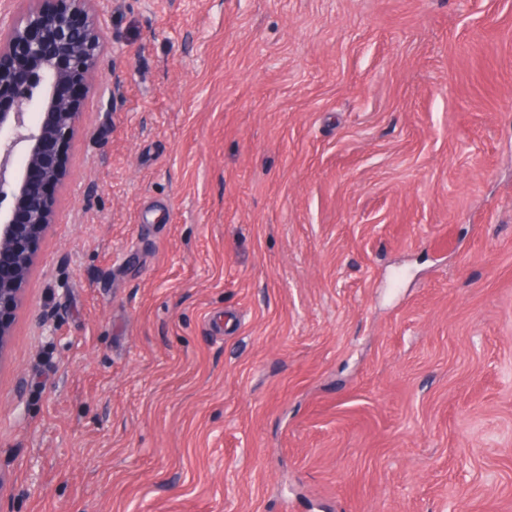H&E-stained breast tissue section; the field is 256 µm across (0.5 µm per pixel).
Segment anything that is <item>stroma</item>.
<instances>
[{
	"instance_id": "obj_1",
	"label": "stroma",
	"mask_w": 512,
	"mask_h": 512,
	"mask_svg": "<svg viewBox=\"0 0 512 512\" xmlns=\"http://www.w3.org/2000/svg\"><path fill=\"white\" fill-rule=\"evenodd\" d=\"M100 10L0 512H512V0Z\"/></svg>"
}]
</instances>
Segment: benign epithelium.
<instances>
[{"mask_svg": "<svg viewBox=\"0 0 512 512\" xmlns=\"http://www.w3.org/2000/svg\"><path fill=\"white\" fill-rule=\"evenodd\" d=\"M38 2L0 13V89L12 94L0 108V357L67 174L58 146L76 136L104 55L100 0Z\"/></svg>", "mask_w": 512, "mask_h": 512, "instance_id": "obj_1", "label": "benign epithelium"}]
</instances>
